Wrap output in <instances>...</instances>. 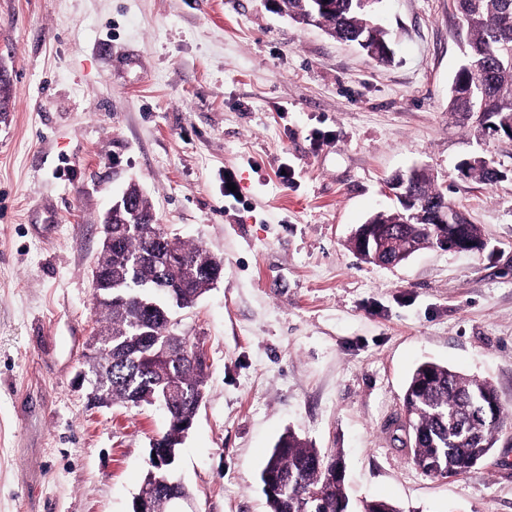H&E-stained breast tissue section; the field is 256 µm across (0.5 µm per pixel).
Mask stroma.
<instances>
[{
	"mask_svg": "<svg viewBox=\"0 0 512 512\" xmlns=\"http://www.w3.org/2000/svg\"><path fill=\"white\" fill-rule=\"evenodd\" d=\"M378 21L388 64L272 0H0V512H132L167 430L159 407L94 408L78 387L100 222L132 182L171 237L224 261L178 313L208 362L175 463L194 512H268L259 473L288 430L342 450L352 500L512 512V141L448 110L468 41L452 0H383ZM475 154L507 178L462 179ZM414 167L484 250L355 255ZM424 360L489 381L507 411L453 481L392 440Z\"/></svg>",
	"mask_w": 512,
	"mask_h": 512,
	"instance_id": "1",
	"label": "stroma"
}]
</instances>
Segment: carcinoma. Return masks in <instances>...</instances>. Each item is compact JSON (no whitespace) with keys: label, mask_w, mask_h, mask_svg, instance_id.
<instances>
[{"label":"carcinoma","mask_w":512,"mask_h":512,"mask_svg":"<svg viewBox=\"0 0 512 512\" xmlns=\"http://www.w3.org/2000/svg\"><path fill=\"white\" fill-rule=\"evenodd\" d=\"M453 2L467 29L468 50L451 83L449 111L465 119L475 115L499 127L497 136L512 141V126L504 122L512 119V0ZM282 8L296 21L322 26L336 40L358 43L376 62L394 59L386 33L373 22L372 9L362 8L358 0H282ZM126 192L145 225L142 232L121 236L119 249L99 253L101 275L94 285L97 322L112 332V350L100 352L98 365L112 383V403H166L165 438L176 447L183 438L182 424L204 399L207 373L190 337L176 327L167 328L159 314L148 313L147 304H157L170 315L172 308H186L211 290L213 282L194 265V257L205 247L169 236L154 259H144L135 268L126 264L128 257L156 250L154 236L161 231L139 186L131 183ZM436 196L433 179L421 173L408 187L402 212ZM372 218L382 221L378 228L391 240L390 257L424 236L422 226L398 223L397 212ZM173 376L182 390L169 395ZM403 407L411 461L425 474L442 478L460 476L490 455L504 415L490 383L433 361L419 364L412 373ZM340 464V451H324L290 431L284 433L260 473L269 512H402L382 499L365 501L361 510H353L344 480L335 477ZM171 466L150 462L142 480L141 489L154 493L159 512H164L172 491L185 492L173 484Z\"/></svg>","instance_id":"carcinoma-1"}]
</instances>
